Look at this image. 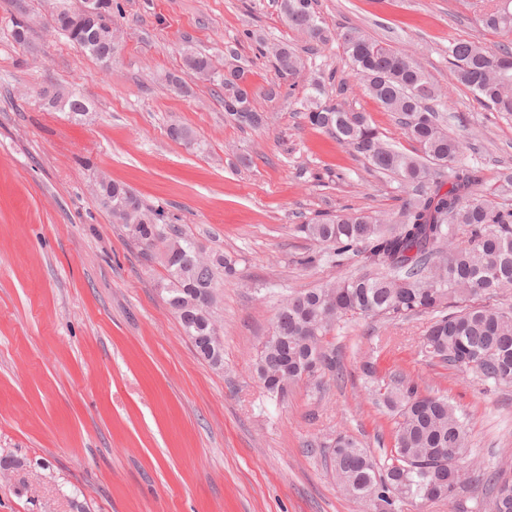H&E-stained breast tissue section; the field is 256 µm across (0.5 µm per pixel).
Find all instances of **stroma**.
<instances>
[{
  "label": "stroma",
  "mask_w": 512,
  "mask_h": 512,
  "mask_svg": "<svg viewBox=\"0 0 512 512\" xmlns=\"http://www.w3.org/2000/svg\"><path fill=\"white\" fill-rule=\"evenodd\" d=\"M82 0H0V512H373L343 494L325 448L344 431L375 456L390 446L393 418L369 377L403 373L447 394L469 415V447L481 470H512V385L491 386L422 352L429 315L355 318L328 338L336 362L319 382L269 398L255 372L263 341L288 294L358 272L357 259L303 266L320 244L297 232L317 215L397 211V178L305 126L298 102L313 78L355 81L339 42L318 45L292 29L280 0H112L121 50L103 65L52 28L56 8ZM491 0H315L333 29L358 27L412 55L448 102V126L464 145L460 164L492 186L512 167V114L496 112L456 82L448 45L498 43L479 19ZM30 28L25 43L13 21ZM288 42L304 56L281 93L259 43ZM189 46L223 67L229 55L251 73L263 126L224 116L216 85L186 92ZM62 87L88 111L49 107ZM387 142L414 144L392 113L358 93ZM190 128L189 149L167 135ZM106 178L209 252L237 260L216 295L224 361L197 355L147 257L91 191ZM405 512H489L482 487Z\"/></svg>",
  "instance_id": "stroma-1"
}]
</instances>
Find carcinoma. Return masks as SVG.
Masks as SVG:
<instances>
[{
	"label": "carcinoma",
	"mask_w": 512,
	"mask_h": 512,
	"mask_svg": "<svg viewBox=\"0 0 512 512\" xmlns=\"http://www.w3.org/2000/svg\"><path fill=\"white\" fill-rule=\"evenodd\" d=\"M499 2L480 21L512 39V0ZM281 9L289 25L309 40L341 42L356 80L348 90L359 89L396 115L417 148L410 153L395 148L382 139L366 113L333 102V76L322 73L312 81L300 102L304 122L333 135L377 171L397 175L409 198L389 218L324 214L297 225L298 232L325 246L322 254L302 258V265L353 255L363 272L288 296L275 316L276 330L262 345L255 366L258 378L272 381L286 365L294 382H310L322 370L335 368L325 345L342 321L428 313L433 319L424 348L430 358L471 370L487 383L512 384V308L474 303L512 288V209L498 206L458 165L462 143L444 123L447 102L410 55L359 28H330L317 15L313 0H281ZM109 13L108 6L92 15L82 8H64L51 21L81 51L107 65L121 41ZM259 53L272 58L283 80L305 69L300 53L287 43H263ZM448 64L456 81L488 107L512 114L509 45L492 50L475 41L451 42ZM183 66L187 73L217 83L225 115L239 127L262 125V115L252 106L248 70L230 66L220 74L210 57L188 49ZM49 103L74 115L87 110L85 101L57 91ZM94 193L111 208L113 223L123 225L142 248L174 254L162 260L167 277L158 287L197 353L212 364L222 362L223 347L209 346L205 337L210 326L197 314H211L220 279L236 274L235 261L222 253L199 252L190 235L166 222L163 209L148 206L128 186L101 179ZM373 392L394 418L392 448L381 460L353 436L337 434L327 454L340 488L353 498L384 504L382 512L452 498L475 467L464 454L468 414L448 396L422 390L401 373L377 384ZM488 495L490 512H512V473L491 474Z\"/></svg>",
	"instance_id": "carcinoma-1"
}]
</instances>
